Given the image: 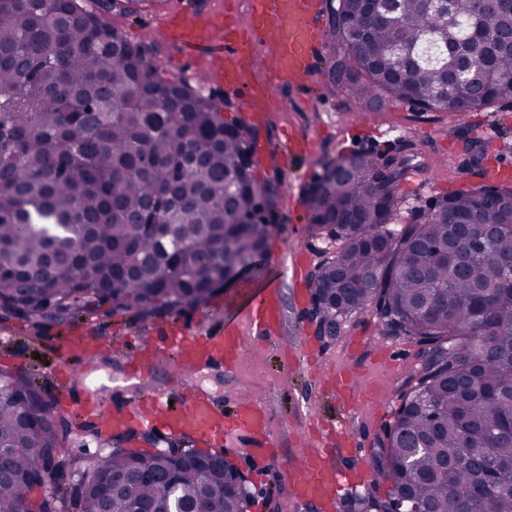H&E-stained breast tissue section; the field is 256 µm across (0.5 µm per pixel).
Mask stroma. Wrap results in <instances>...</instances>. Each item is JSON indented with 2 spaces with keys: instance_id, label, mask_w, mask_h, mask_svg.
Wrapping results in <instances>:
<instances>
[{
  "instance_id": "35a3bbf8",
  "label": "stroma",
  "mask_w": 512,
  "mask_h": 512,
  "mask_svg": "<svg viewBox=\"0 0 512 512\" xmlns=\"http://www.w3.org/2000/svg\"><path fill=\"white\" fill-rule=\"evenodd\" d=\"M108 20L131 41H158L162 77L176 76L177 56L170 43L157 35L154 8L124 14L115 11ZM314 85L317 95L313 98L287 85L276 86L279 104L259 125L260 143L268 150L267 156L260 159L259 168L264 174L280 177L284 189L285 218L269 241L270 254L301 248L310 252L315 264L328 256L324 235L313 232L307 221L306 199L316 179L323 175L326 163L352 152H393L405 141L415 142L422 167L401 189L395 216L399 224L408 222L418 210L459 185L475 184V177L456 169L457 144L448 133L452 119L447 113H418L396 101L364 113L346 92H329L322 74H315ZM468 121L472 133L485 140L489 158L512 164V102L472 111ZM292 131L310 132L315 138L313 151L299 161L308 173L300 183L275 155L283 136ZM270 285L277 286L283 308L276 338H258L252 330H245L246 352L236 366L206 369L182 383L209 393L224 408L254 402L270 416V445L278 450L276 462H268L243 436L232 438L224 452L240 466L250 488L256 491L250 512H299L300 503L288 481L287 466L303 438L323 440L333 425L344 424L360 446L346 457H337L335 448L330 446L326 447V454L336 458L349 486L361 492L369 485L364 471L372 466L377 436L400 405L398 390L416 364V349L405 339L386 335L379 318L369 310L348 318L335 339H318L313 324L302 315L305 304L287 272L256 279L251 287L258 290ZM87 331L107 340L101 360L91 367L78 364L66 376L55 377L60 338ZM123 341L117 320L103 315H87L65 326L48 322L38 331L16 318L0 324V369L26 373L47 392L65 388L78 398L86 390H100L110 406L122 404L134 395L177 387L180 382L163 366L145 383L131 379L113 355L114 348L122 346ZM381 346L399 354L400 366L387 372L376 367L375 352ZM339 366L353 373L358 393L377 394L376 406L348 408L336 391L319 383L320 368Z\"/></svg>"
}]
</instances>
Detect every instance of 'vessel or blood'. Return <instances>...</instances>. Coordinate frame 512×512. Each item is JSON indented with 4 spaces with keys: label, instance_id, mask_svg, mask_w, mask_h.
<instances>
[{
    "label": "vessel or blood",
    "instance_id": "1",
    "mask_svg": "<svg viewBox=\"0 0 512 512\" xmlns=\"http://www.w3.org/2000/svg\"><path fill=\"white\" fill-rule=\"evenodd\" d=\"M324 0H251L247 13L233 6L215 11L208 22L193 15L175 11L162 17L160 33L176 43L185 59L204 68L212 82L225 90L239 93L250 120L264 119V109L272 95V82H287L300 90H308L316 58L321 51V31L317 18ZM268 49L270 63L266 68L271 82L256 80L259 49ZM313 136L292 133L286 136L278 152L286 161H294L309 153ZM281 320V309L275 292L254 296L250 302L249 321L256 334L272 336ZM102 338L73 336L60 347L62 361L74 358L91 362ZM245 349L236 323L225 322L223 330L193 333L176 323L161 342L129 340L121 353L125 368L132 377L148 378L150 368L158 361L168 362L180 374L195 373L218 364L235 365ZM62 406L80 417L99 418L102 429L119 433L128 427L152 431L178 438L195 446H207L227 431L249 433L255 444L268 445L271 437L269 416L252 405L238 406L232 417L201 390L186 387L179 404H171L169 394H153L136 403L104 414L99 395L88 392L83 398H61ZM288 479L302 499L335 498L345 483V474L327 464L321 448H308L301 462L292 465Z\"/></svg>",
    "mask_w": 512,
    "mask_h": 512
}]
</instances>
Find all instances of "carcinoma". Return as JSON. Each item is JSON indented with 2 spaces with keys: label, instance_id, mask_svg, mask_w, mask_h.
Masks as SVG:
<instances>
[{
  "label": "carcinoma",
  "instance_id": "cac0c4a2",
  "mask_svg": "<svg viewBox=\"0 0 512 512\" xmlns=\"http://www.w3.org/2000/svg\"><path fill=\"white\" fill-rule=\"evenodd\" d=\"M0 0V322L24 317L70 323L103 311L135 321L199 310L224 278V263L268 246L283 214L280 181H258V128L224 117V102L159 74L154 42H130L104 13L150 0ZM444 22L422 0H401V21H376L361 0H327L329 84L362 107L382 96L422 112L440 104L453 59L413 66L428 38L473 56L458 85L457 170L482 173L484 143L459 118L512 98V50L484 61L466 26L512 30V13L460 0ZM408 141L396 155L365 154L325 177L306 204L314 230L342 247L309 273L321 297L312 321L340 333L372 310L417 348L420 364L372 460L368 495L342 512H512V476L474 493L481 461L512 457V188L467 186L389 229L402 185L416 171ZM492 235L469 250L453 220ZM96 426L56 411L24 373L0 372V512H170L174 497L197 512H243L226 464L183 448L174 459L127 445L135 431L104 439L94 460L72 444ZM56 470L57 491L42 474Z\"/></svg>",
  "mask_w": 512,
  "mask_h": 512
}]
</instances>
